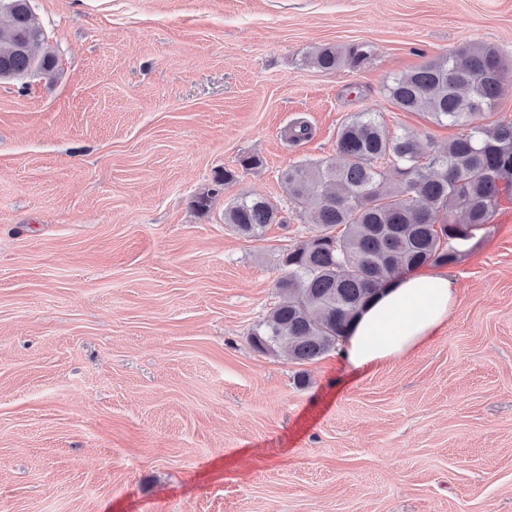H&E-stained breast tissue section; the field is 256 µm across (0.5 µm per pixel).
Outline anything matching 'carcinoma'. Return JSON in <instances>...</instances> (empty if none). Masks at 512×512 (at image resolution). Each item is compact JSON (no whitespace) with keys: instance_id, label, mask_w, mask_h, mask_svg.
<instances>
[{"instance_id":"cac0c4a2","label":"carcinoma","mask_w":512,"mask_h":512,"mask_svg":"<svg viewBox=\"0 0 512 512\" xmlns=\"http://www.w3.org/2000/svg\"><path fill=\"white\" fill-rule=\"evenodd\" d=\"M0 80L51 74L57 64L30 0H0ZM364 45L316 49L310 62L323 71L359 68ZM507 67L499 51L471 44L427 60L384 86V97L409 112H424L461 132L430 153L414 134H391L366 107L339 127L336 150L344 164L327 160L290 166L282 175L288 201L311 209L321 233L283 251L280 301L252 330L259 351L315 361L344 341L370 299L390 281L423 266L461 261L463 247L489 223L501 191L512 189V121L474 125L472 111H492ZM388 159L397 179L377 162ZM284 223L277 206L245 197L224 210V223L258 238Z\"/></svg>"}]
</instances>
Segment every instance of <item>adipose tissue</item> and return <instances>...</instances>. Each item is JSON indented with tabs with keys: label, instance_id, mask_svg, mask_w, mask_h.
<instances>
[{
	"label": "adipose tissue",
	"instance_id": "ef3b65f1",
	"mask_svg": "<svg viewBox=\"0 0 512 512\" xmlns=\"http://www.w3.org/2000/svg\"><path fill=\"white\" fill-rule=\"evenodd\" d=\"M454 301L447 275L407 273L388 283L357 316L342 355L359 369L410 352L444 324Z\"/></svg>",
	"mask_w": 512,
	"mask_h": 512
}]
</instances>
